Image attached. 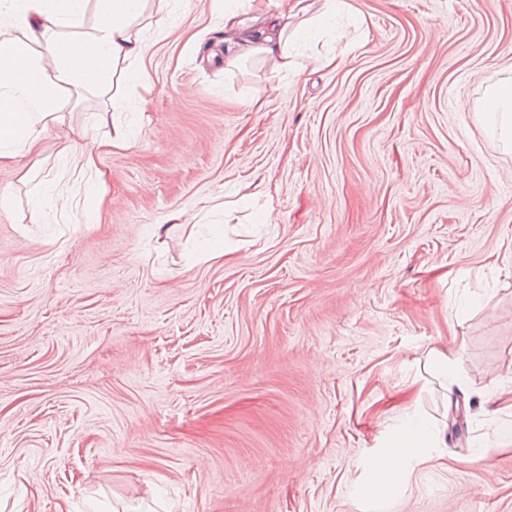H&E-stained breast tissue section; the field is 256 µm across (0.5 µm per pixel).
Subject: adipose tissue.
Wrapping results in <instances>:
<instances>
[{"label":"adipose tissue","instance_id":"adipose-tissue-1","mask_svg":"<svg viewBox=\"0 0 512 512\" xmlns=\"http://www.w3.org/2000/svg\"><path fill=\"white\" fill-rule=\"evenodd\" d=\"M346 6V0H295L291 13L262 18L254 34L226 12L224 42L234 51L226 63L256 56L275 71L300 70L307 58L298 32L319 35ZM89 13L94 30L83 36ZM295 15L302 19L297 27ZM147 27L157 39L168 38L170 0H0V163L35 151L70 100L106 95L114 75L146 81L140 63L149 50ZM480 112L486 130L512 146V75L486 88Z\"/></svg>","mask_w":512,"mask_h":512}]
</instances>
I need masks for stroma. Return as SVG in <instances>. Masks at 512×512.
<instances>
[{
  "mask_svg": "<svg viewBox=\"0 0 512 512\" xmlns=\"http://www.w3.org/2000/svg\"><path fill=\"white\" fill-rule=\"evenodd\" d=\"M348 2L273 73L177 0L146 84L0 166V512H512V150L478 114L512 0ZM102 111L101 203L32 213Z\"/></svg>",
  "mask_w": 512,
  "mask_h": 512,
  "instance_id": "1",
  "label": "stroma"
}]
</instances>
